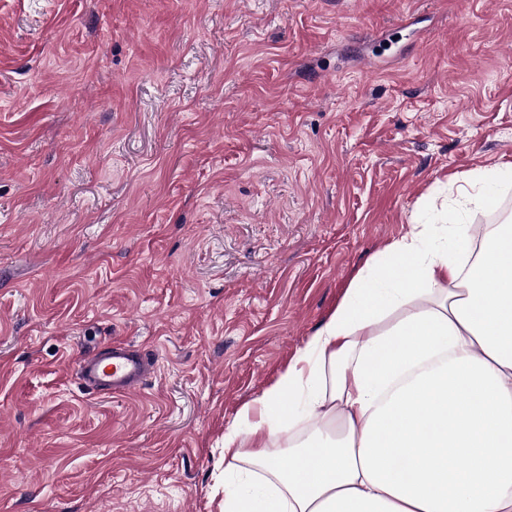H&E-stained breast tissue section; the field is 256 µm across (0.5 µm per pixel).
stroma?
Listing matches in <instances>:
<instances>
[{
	"instance_id": "obj_1",
	"label": "stroma",
	"mask_w": 512,
	"mask_h": 512,
	"mask_svg": "<svg viewBox=\"0 0 512 512\" xmlns=\"http://www.w3.org/2000/svg\"><path fill=\"white\" fill-rule=\"evenodd\" d=\"M505 162L512 0H0V512H218L225 424ZM113 341L156 370L89 393Z\"/></svg>"
}]
</instances>
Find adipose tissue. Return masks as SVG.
Here are the masks:
<instances>
[{
    "label": "adipose tissue",
    "mask_w": 512,
    "mask_h": 512,
    "mask_svg": "<svg viewBox=\"0 0 512 512\" xmlns=\"http://www.w3.org/2000/svg\"><path fill=\"white\" fill-rule=\"evenodd\" d=\"M512 163L463 202L496 209ZM388 242L224 428L220 512H512V223Z\"/></svg>",
    "instance_id": "ef3b65f1"
}]
</instances>
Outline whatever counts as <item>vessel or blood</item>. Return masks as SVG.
<instances>
[{
  "label": "vessel or blood",
  "instance_id": "vessel-or-blood-1",
  "mask_svg": "<svg viewBox=\"0 0 512 512\" xmlns=\"http://www.w3.org/2000/svg\"><path fill=\"white\" fill-rule=\"evenodd\" d=\"M154 368L152 359L130 344L115 342L85 357L78 375L83 384L101 394H126L137 389Z\"/></svg>",
  "mask_w": 512,
  "mask_h": 512
}]
</instances>
